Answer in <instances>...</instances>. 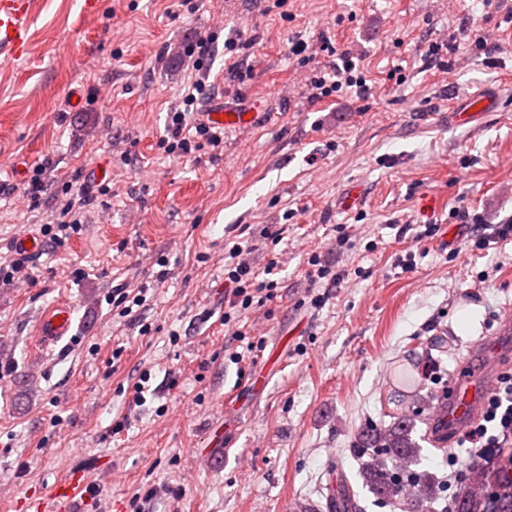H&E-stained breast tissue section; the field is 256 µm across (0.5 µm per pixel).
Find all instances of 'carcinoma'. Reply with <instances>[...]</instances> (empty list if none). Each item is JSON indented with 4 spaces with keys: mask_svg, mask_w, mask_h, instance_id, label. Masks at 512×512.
I'll list each match as a JSON object with an SVG mask.
<instances>
[{
    "mask_svg": "<svg viewBox=\"0 0 512 512\" xmlns=\"http://www.w3.org/2000/svg\"><path fill=\"white\" fill-rule=\"evenodd\" d=\"M408 390L398 400L401 416L382 430L367 428L360 432L354 452L368 456L362 463L360 476L363 484L379 500L405 512H424V506L441 500L443 486L432 474L411 469L421 452L413 439L414 422L406 407L421 401V384L408 372L401 375ZM397 460L400 466L388 471L382 469V457ZM460 486L444 512H512V474L491 470L477 460L461 463ZM328 512H364L357 494L345 484L336 500L325 504Z\"/></svg>",
    "mask_w": 512,
    "mask_h": 512,
    "instance_id": "obj_1",
    "label": "carcinoma"
}]
</instances>
